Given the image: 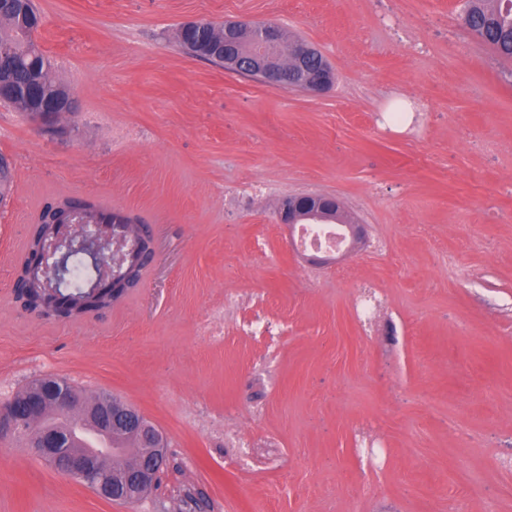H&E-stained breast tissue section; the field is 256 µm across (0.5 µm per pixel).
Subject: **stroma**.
<instances>
[{
	"mask_svg": "<svg viewBox=\"0 0 512 512\" xmlns=\"http://www.w3.org/2000/svg\"><path fill=\"white\" fill-rule=\"evenodd\" d=\"M34 3L77 110L46 125L0 103V402L46 374L117 396L168 459L131 505L0 441V512H512V61L461 0ZM198 19L277 23L334 83L273 90L193 57L174 34ZM291 194L339 198L367 246L305 263L277 222ZM62 197L158 244L142 288L66 323L12 288Z\"/></svg>",
	"mask_w": 512,
	"mask_h": 512,
	"instance_id": "1",
	"label": "stroma"
}]
</instances>
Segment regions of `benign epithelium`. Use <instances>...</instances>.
I'll list each match as a JSON object with an SVG mask.
<instances>
[{
  "instance_id": "1",
  "label": "benign epithelium",
  "mask_w": 512,
  "mask_h": 512,
  "mask_svg": "<svg viewBox=\"0 0 512 512\" xmlns=\"http://www.w3.org/2000/svg\"><path fill=\"white\" fill-rule=\"evenodd\" d=\"M320 52L310 43H288L280 27L274 23L247 24L240 21L224 22V68L235 72H249L273 90L303 89L320 94L333 82L331 71L323 69L315 74L307 69V61ZM75 98H45L31 111V115L46 121L75 111ZM63 213L56 222L44 226L34 225L28 239L25 259L14 271L13 291L25 287L27 272L31 269L52 267L56 283L67 274V259L74 249L83 251L92 263L104 260L100 247L106 237L120 244L126 239H145L141 258L142 269L152 266L157 258L153 233H144L135 221L126 224H73L72 212L62 207ZM342 212L340 200L327 194H298L285 198L278 211L279 223L294 235L300 224H315L333 212ZM349 245L336 252L328 251L321 258L324 263H335L351 253L365 239L362 224H343ZM137 267L116 276L107 287H94L78 304L49 300L39 290H27L15 295L21 309L36 313L46 319L70 322L84 318L92 312L108 309L107 303L138 290L142 278L136 276ZM106 405L96 409L100 431L108 438L124 435L130 440L128 448H107L63 453L72 447L70 435L54 431L39 434L31 454L41 460L58 462L65 475L83 483L102 498L119 503H138L154 490L158 474L167 462L159 431L143 422L142 414L122 401H112L109 395L101 396ZM31 416L19 418L13 401L0 403V440L15 439L37 418L40 409L48 405L68 422L84 419L94 403L70 389L62 380L46 376L41 378L31 398Z\"/></svg>"
}]
</instances>
